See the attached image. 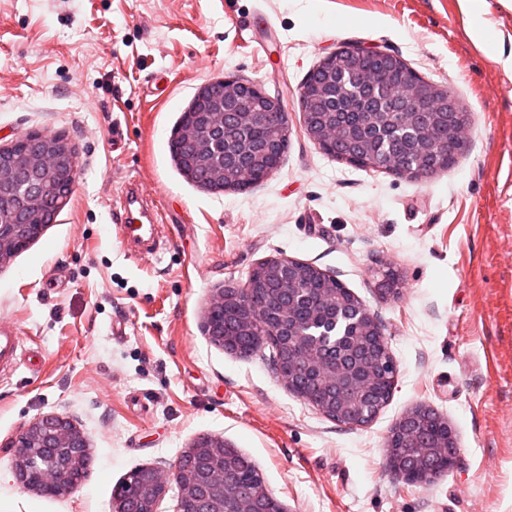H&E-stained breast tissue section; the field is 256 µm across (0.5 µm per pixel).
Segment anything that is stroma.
I'll use <instances>...</instances> for the list:
<instances>
[{
	"label": "stroma",
	"mask_w": 512,
	"mask_h": 512,
	"mask_svg": "<svg viewBox=\"0 0 512 512\" xmlns=\"http://www.w3.org/2000/svg\"><path fill=\"white\" fill-rule=\"evenodd\" d=\"M401 56L470 113L448 169H361L308 138L299 92L337 48ZM225 75L282 95L291 146L247 192L189 179L169 142ZM63 136L76 186L53 224L0 264V318L40 353L0 379V512H116L114 486L174 466L201 437L249 455L285 512H512V0H0V145ZM170 232L155 255L115 238L123 186ZM293 258L343 282L382 324L397 377L350 427L291 392L266 353L204 333L218 289ZM394 265L395 299L375 289ZM428 406L456 465L410 484L386 468L395 423ZM63 414L91 463L72 493L18 483L13 443Z\"/></svg>",
	"instance_id": "35a3bbf8"
}]
</instances>
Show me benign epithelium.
I'll list each match as a JSON object with an SVG mask.
<instances>
[{
    "label": "benign epithelium",
    "mask_w": 512,
    "mask_h": 512,
    "mask_svg": "<svg viewBox=\"0 0 512 512\" xmlns=\"http://www.w3.org/2000/svg\"><path fill=\"white\" fill-rule=\"evenodd\" d=\"M222 89L213 92V84L202 87L196 94L184 119L175 132V140L186 152L178 154L176 161L184 174L196 178V173L206 156L214 149L217 141L224 139V127L232 119L243 125L256 121L275 120L283 134L289 133L288 113L281 97L272 96L259 86L228 76L219 80ZM368 88L378 92L392 111L401 114L400 127L403 135L419 137L417 123L409 115L426 111L422 101L415 98L409 89L388 85L370 84ZM21 147L26 152L35 180L29 182L23 192H18L6 176H0V201L9 204L15 221L0 224V264L16 253L24 250L40 236L45 225L27 224L25 218L32 212L47 214L50 205L63 207L72 194L76 168L70 163L76 154L68 142L59 135L28 133L15 139L9 149ZM267 263L278 267L280 276L277 289L281 297L278 309L280 324L288 325L290 350L300 347L311 349L303 331V326L295 320L294 294L297 288L293 273V259L272 258ZM375 288L386 297L397 296L401 292L402 277L398 270L387 268L380 272ZM241 287L223 288L213 298L209 310H224L228 304H238ZM355 315L366 324L369 336L381 341L385 339L377 319L364 307L354 305ZM340 356L339 364L328 358L312 360L299 368L290 369L293 377L307 379L317 375L334 374L338 371L353 374L359 369L372 370V363L366 354L349 344L342 337L336 344ZM348 393L342 388L330 395V404H319L322 413L343 415L347 408ZM432 409L419 406L405 414L393 427L394 434L387 443V466L391 473L411 483L416 471L414 457L398 454L396 441H410L416 435L419 422L431 419ZM16 448V477L26 488H35L45 493L57 491L70 493L84 477L81 465H72L66 456L76 452L84 453L85 439L78 427L69 418L60 414H46L32 422L18 438ZM207 452L210 457L195 463L178 461L168 469L154 468L150 472L149 483L157 495L162 497L168 486L176 484L180 500L197 504L195 512H224V501L232 484L233 476L226 459L235 452L224 440L203 437L183 451L182 456H196ZM234 512H266L262 494L242 492L237 497Z\"/></svg>",
    "instance_id": "benign-epithelium-1"
}]
</instances>
